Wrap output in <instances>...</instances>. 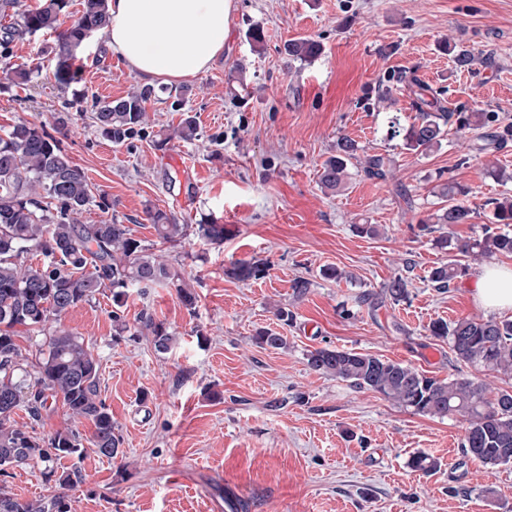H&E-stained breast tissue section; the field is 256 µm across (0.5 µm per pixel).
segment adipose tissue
Instances as JSON below:
<instances>
[{
  "mask_svg": "<svg viewBox=\"0 0 512 512\" xmlns=\"http://www.w3.org/2000/svg\"><path fill=\"white\" fill-rule=\"evenodd\" d=\"M233 0H108L100 38L108 53L151 84L172 85L209 70L224 54ZM468 291L490 311H512V267L475 272Z\"/></svg>",
  "mask_w": 512,
  "mask_h": 512,
  "instance_id": "1",
  "label": "adipose tissue"
}]
</instances>
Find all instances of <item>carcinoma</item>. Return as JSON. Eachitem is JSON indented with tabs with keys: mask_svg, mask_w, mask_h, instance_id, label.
I'll return each mask as SVG.
<instances>
[{
	"mask_svg": "<svg viewBox=\"0 0 512 512\" xmlns=\"http://www.w3.org/2000/svg\"><path fill=\"white\" fill-rule=\"evenodd\" d=\"M77 20L58 31L60 15L68 0H40L35 6L19 8V0H0V14L10 23L0 29V61L4 62L0 92L28 86L39 76L40 67L13 63V43L25 35L56 31L52 49V76L56 85L67 89L78 82L75 59L80 48L109 21L107 0H82ZM455 72H470L474 55L456 45H444ZM288 61L312 63L322 53L321 44L312 38L285 43ZM414 104L415 122L401 126L398 118L389 121L391 137L402 138L405 149L426 155L439 148L447 127L455 126L470 134L469 151L491 155L512 141V123H503L493 112H458L425 99L427 87L417 79ZM157 94L144 85L136 91L112 100L84 91H74L65 108L83 111V103L92 101L91 116L101 136L112 144L128 145L148 140L157 150L167 148L173 137L193 141L199 136L195 118H183L173 132L149 131L146 105ZM68 115L55 118L53 131L46 125L19 120L0 132V476L8 469L34 464L43 467L47 478L67 486L80 478L76 471L61 469L66 458L85 452L78 431L66 427L46 438H38L23 426L11 422V415L23 409L37 421L50 400L62 402L73 420L92 423L88 439L93 451L107 459L120 454L121 437L112 424V413L100 397L99 363L84 338L58 328L44 338L35 364L17 343V328L31 333L44 332L49 322H58L70 309L92 300L103 288L112 289V321L117 333L140 336L148 333L156 352L167 353L173 343L164 323L144 315L139 328L131 330L123 321L122 308L128 290L166 286L175 289L182 305L193 311L197 294L181 272L158 259L152 246L132 237L129 227L114 219L84 224L83 212L91 205L103 212L112 209V200L96 191L85 170L74 163L64 147ZM358 144L348 138L336 144V155L322 164L321 184L330 191L342 188L349 177L348 167L358 158ZM387 158L372 155L364 160L369 177H386ZM472 188L448 182L439 195L447 205L434 215L435 224L422 223L421 231L432 234L438 224H470L477 209L466 204ZM496 224H512V197L490 199ZM158 243L172 246L195 236L209 244L224 242V225L204 218L196 224H181L172 214L160 209L146 210ZM433 244L444 250H456L474 259L512 255V233L484 227L480 236L452 240L439 235ZM44 257L41 264L27 262L30 255ZM467 265L450 260L430 270L428 280L439 289L450 287L466 275ZM267 271L261 261H235L224 273L238 281L262 278ZM382 297L394 303L410 297L409 281L396 277L383 286ZM431 335L448 340L457 359L478 365L494 374L512 378V320L460 318L453 322L436 321ZM255 342L263 348L281 349L287 338L263 328ZM310 370L345 380L359 389L374 391L385 399L416 414L444 418L459 415L466 422L462 441L465 456L486 466L512 463V390L489 393L487 387L467 378L439 379L416 368L353 350L316 348L307 354ZM0 512H75L73 500L60 492L35 500H22L0 488Z\"/></svg>",
	"mask_w": 512,
	"mask_h": 512,
	"instance_id": "obj_1",
	"label": "carcinoma"
}]
</instances>
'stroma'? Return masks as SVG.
I'll use <instances>...</instances> for the list:
<instances>
[{"label":"stroma","mask_w":512,"mask_h":512,"mask_svg":"<svg viewBox=\"0 0 512 512\" xmlns=\"http://www.w3.org/2000/svg\"><path fill=\"white\" fill-rule=\"evenodd\" d=\"M254 26L265 32L259 53L246 38ZM299 37L319 41L322 55L288 63L283 45ZM444 40L475 55L473 72H452L438 49ZM55 43L51 32L15 42V62L40 65L42 76L0 92V129L22 119L50 125L63 111L66 96L50 77ZM76 65L80 89L103 99L144 84L95 37ZM411 76L446 106L512 122V0H234L223 60L188 83L198 140L176 139L163 151L146 141L116 147L71 112L70 157L109 196L110 214L198 294L191 312L174 289L131 291L125 321L138 325L147 312L164 322L174 336L165 354L150 337L116 335L110 290L63 317L99 361L100 394L123 438L115 459L89 449L63 460L81 476L68 489L77 512H512V465L465 458L458 420L414 413L306 362L330 346L512 389V378L457 361L447 340L431 336L436 320L490 313L468 295L466 279L432 286L431 268L449 253L420 230L441 206L434 188L455 181L472 188L479 214L453 225V235H480L484 202L512 196V181L489 177L485 164L512 171V143L469 158L451 133L429 154L406 150L388 137L387 121L413 122ZM343 136L387 157L386 178L355 164L343 189H322L321 165ZM149 205L189 224L212 217L224 226L223 245L157 243ZM366 223L378 235H358ZM251 259L267 262L263 278L225 275L231 262ZM330 266L343 279L324 278ZM398 275L412 283L409 301L381 300ZM301 277L311 286L300 297L293 283ZM368 297L377 307L365 305ZM279 306L292 311L291 323L276 320ZM264 327L286 336V348L257 345ZM419 453L437 458V471L413 470ZM0 486L25 500L55 489L36 466L0 476Z\"/></svg>","instance_id":"stroma-1"}]
</instances>
